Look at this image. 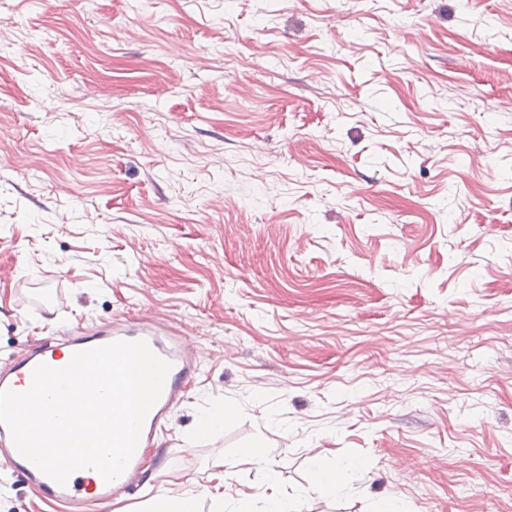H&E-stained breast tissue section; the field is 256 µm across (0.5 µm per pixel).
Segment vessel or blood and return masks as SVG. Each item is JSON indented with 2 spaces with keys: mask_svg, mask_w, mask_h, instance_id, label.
<instances>
[{
  "mask_svg": "<svg viewBox=\"0 0 512 512\" xmlns=\"http://www.w3.org/2000/svg\"><path fill=\"white\" fill-rule=\"evenodd\" d=\"M120 340L146 342L154 353L170 362L171 369L160 399L146 416L134 455L119 478L108 483L97 471L87 468L71 474L66 484H58L18 452L9 428L0 424V471L23 478L45 499L62 505L63 512H94L95 507L112 503L120 493L143 485L146 451L154 447L172 410L191 390L199 372V350L190 337H173L171 330L156 320L139 315L94 328L62 325L53 339L35 342L24 355L0 369V390L20 393L30 388L33 371L39 364L59 368L71 361L75 352Z\"/></svg>",
  "mask_w": 512,
  "mask_h": 512,
  "instance_id": "obj_1",
  "label": "vessel or blood"
}]
</instances>
